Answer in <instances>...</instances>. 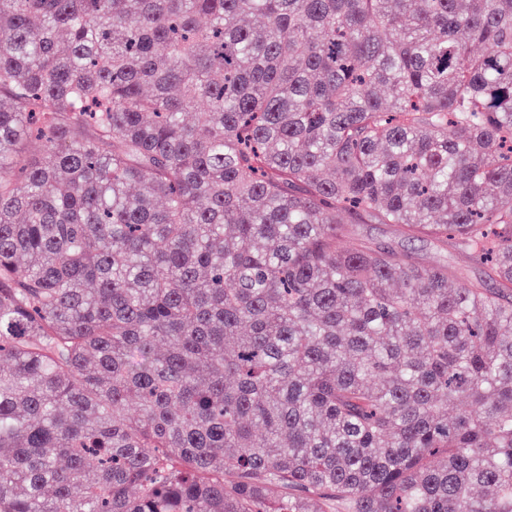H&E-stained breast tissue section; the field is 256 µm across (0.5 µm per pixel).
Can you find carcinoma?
Returning <instances> with one entry per match:
<instances>
[{"mask_svg": "<svg viewBox=\"0 0 512 512\" xmlns=\"http://www.w3.org/2000/svg\"><path fill=\"white\" fill-rule=\"evenodd\" d=\"M339 508L512 512V0H0V512ZM359 241L367 242L374 247L396 250H401L410 244L385 224H353L349 236L342 240L341 246L348 248ZM413 246L417 249V257L425 265L447 264L448 267L458 269L466 281L485 280V268L475 261L469 259L466 255L458 252L455 247L448 242V248L442 249L435 246L430 241H414Z\"/></svg>", "mask_w": 512, "mask_h": 512, "instance_id": "carcinoma-1", "label": "carcinoma"}]
</instances>
